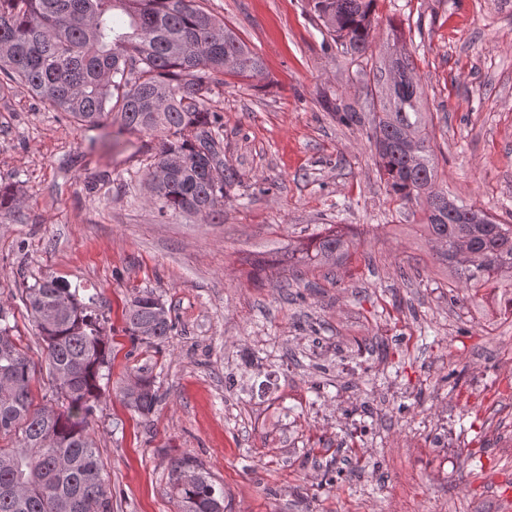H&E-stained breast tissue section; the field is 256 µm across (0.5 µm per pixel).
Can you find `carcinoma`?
<instances>
[{
    "instance_id": "carcinoma-1",
    "label": "carcinoma",
    "mask_w": 512,
    "mask_h": 512,
    "mask_svg": "<svg viewBox=\"0 0 512 512\" xmlns=\"http://www.w3.org/2000/svg\"><path fill=\"white\" fill-rule=\"evenodd\" d=\"M375 0H310L333 39L365 55ZM121 14L126 24L114 22ZM403 90L384 96L373 112L370 138L388 192L403 207L419 205L423 232L436 259L454 267L450 302L459 292L512 288V224L461 204L448 211V194L435 189L431 133L420 110L421 93L410 57L389 61ZM262 62L236 34L202 9L198 0H0V95L17 86L89 128L115 121L119 130L162 133L147 176L176 157L182 164L151 194L158 215L197 207L216 219L236 181L218 157L215 115L206 107L220 74L251 77ZM21 205L19 191L0 185V222ZM353 242L330 229L288 261L307 266L339 258ZM158 296L145 290L125 314L135 343L158 344L173 330L158 315ZM44 342V362L62 399L60 410L36 408L31 397L35 364L10 335V312L0 306V512H111V489L91 436L111 346L95 298L45 276L24 289ZM139 414H151L159 397L148 372L125 392ZM170 487L178 512H224V494L197 460L173 461Z\"/></svg>"
}]
</instances>
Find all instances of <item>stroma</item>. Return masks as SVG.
I'll use <instances>...</instances> for the list:
<instances>
[{"instance_id":"35a3bbf8","label":"stroma","mask_w":512,"mask_h":512,"mask_svg":"<svg viewBox=\"0 0 512 512\" xmlns=\"http://www.w3.org/2000/svg\"><path fill=\"white\" fill-rule=\"evenodd\" d=\"M256 52L264 72L213 83L220 156L238 180L224 215L157 216L145 172L161 139L80 127L24 88L0 97V184L23 204L0 223V305L38 370L35 405L60 408L21 291L50 274L95 296L113 360L92 435L111 512H177L170 464L197 457L227 512H497L495 484L469 489L433 451L398 447L447 422L459 463L512 472L483 422L498 408L468 394L496 375L512 318L487 295L451 304L452 271L433 256L419 207L391 200L368 140L373 76L408 54L433 132L436 189L512 217V0H376L365 56L321 34L308 0H201ZM358 112L342 123L338 109ZM333 224L358 243L345 263L292 270L289 245ZM174 329L132 344L123 313L143 290ZM159 401L148 416L123 393L140 370ZM391 408L364 417L359 447L341 396ZM418 489L400 493L404 470Z\"/></svg>"}]
</instances>
